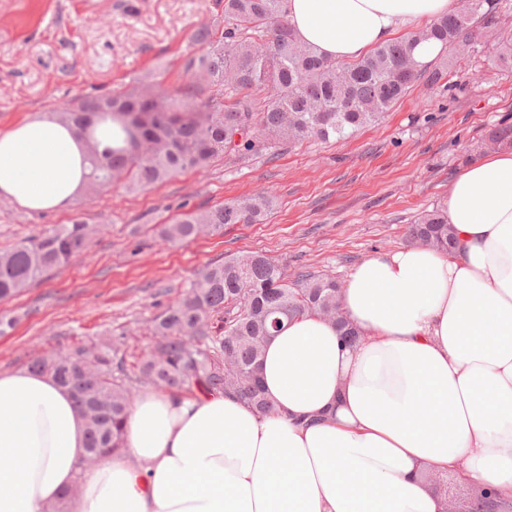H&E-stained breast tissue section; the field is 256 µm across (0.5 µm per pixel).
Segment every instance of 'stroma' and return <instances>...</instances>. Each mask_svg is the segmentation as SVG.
Masks as SVG:
<instances>
[{"label": "stroma", "mask_w": 512, "mask_h": 512, "mask_svg": "<svg viewBox=\"0 0 512 512\" xmlns=\"http://www.w3.org/2000/svg\"><path fill=\"white\" fill-rule=\"evenodd\" d=\"M223 19L222 0H0V132L98 89L147 79L181 88L194 31ZM456 68L452 89L416 82L382 121L343 142L225 157L144 188L83 194L56 212L1 198L0 251L77 219L103 233L23 295L0 301V315L18 319L0 335V371L107 341L139 353L151 341L148 320L217 259L254 251L288 273L344 281L369 256L402 245L419 213L444 205L464 157L485 153L489 132L512 125V69L486 48ZM261 190L276 200L264 223L229 224L180 245L158 236L185 211Z\"/></svg>", "instance_id": "stroma-1"}]
</instances>
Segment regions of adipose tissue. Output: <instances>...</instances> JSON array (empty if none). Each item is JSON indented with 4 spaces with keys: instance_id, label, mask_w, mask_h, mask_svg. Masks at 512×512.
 I'll return each instance as SVG.
<instances>
[{
    "instance_id": "adipose-tissue-1",
    "label": "adipose tissue",
    "mask_w": 512,
    "mask_h": 512,
    "mask_svg": "<svg viewBox=\"0 0 512 512\" xmlns=\"http://www.w3.org/2000/svg\"><path fill=\"white\" fill-rule=\"evenodd\" d=\"M461 0H287L302 43L335 60L458 11ZM88 144L43 115L0 133V197L60 211L86 185ZM452 252L406 244L358 264L334 321L305 315L267 343L274 415L215 394L145 391L125 446L81 470L68 391L0 373V512H445L423 470L512 501V150L465 166L444 205Z\"/></svg>"
}]
</instances>
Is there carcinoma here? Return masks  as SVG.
Returning a JSON list of instances; mask_svg holds the SVG:
<instances>
[{
    "label": "carcinoma",
    "instance_id": "cac0c4a2",
    "mask_svg": "<svg viewBox=\"0 0 512 512\" xmlns=\"http://www.w3.org/2000/svg\"><path fill=\"white\" fill-rule=\"evenodd\" d=\"M501 0H465L411 37L378 45L358 60L335 61L298 42L288 23L285 0H224V25L195 31L184 69L204 72L207 87L194 82L171 95L158 81L139 82L118 92L101 90L57 111L80 130L107 117L125 132L122 148L89 145L86 190L121 184L128 189L162 182L186 170L204 169L215 159H244L306 140L345 139L384 118L422 76L412 50L436 40L450 51L457 44L495 32ZM492 50L512 68V38L500 36ZM443 57L426 81L452 73ZM489 144L512 146V126L492 132ZM266 193L194 209L160 229L170 243L191 241L227 224H260L273 209ZM100 228L83 221L63 224L0 252V300L12 299L68 263ZM413 243L426 239L444 252L454 247L443 209L423 212L407 229ZM341 286L332 276L301 272L289 277L275 261L248 252L206 266L182 297L151 319L153 343L128 365L119 349L103 345L95 369L82 368L81 351L34 358L29 368L50 376L70 392L86 426L85 455L124 448L125 422L136 388L154 386L172 395L223 392L252 410L275 407L260 385V342L275 335L284 319L307 313L336 316L353 341L340 308Z\"/></svg>",
    "mask_w": 512,
    "mask_h": 512
}]
</instances>
